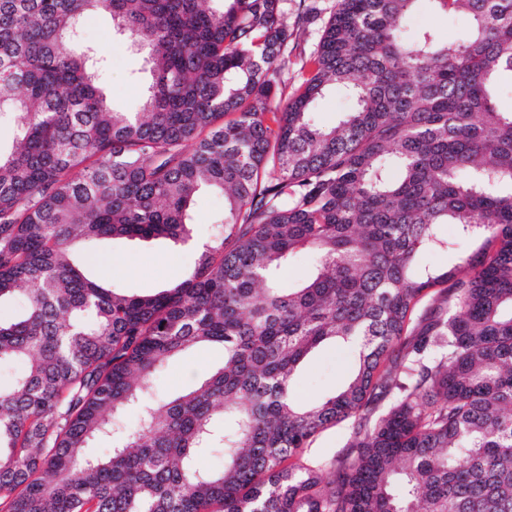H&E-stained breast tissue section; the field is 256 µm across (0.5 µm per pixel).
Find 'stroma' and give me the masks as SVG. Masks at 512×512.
<instances>
[{"mask_svg":"<svg viewBox=\"0 0 512 512\" xmlns=\"http://www.w3.org/2000/svg\"><path fill=\"white\" fill-rule=\"evenodd\" d=\"M84 41L97 48L107 60L103 86L112 107L134 108L144 96L148 80L139 74L140 57L119 45L112 19L105 14H90L82 20ZM224 207L223 197L213 191L201 192L195 199L191 240L176 245L164 239H106L94 245H80L77 255L89 275L113 283L130 295L152 294L174 287L194 268V258L202 245L211 243V217ZM218 352H182L157 381L159 393L172 398L197 385L213 372ZM355 365L353 354L324 348L302 366L294 383V394L304 403L317 401L341 387ZM353 431L346 420L318 434L303 456L314 462H333L346 451Z\"/></svg>","mask_w":512,"mask_h":512,"instance_id":"1","label":"stroma"}]
</instances>
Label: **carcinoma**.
Segmentation results:
<instances>
[{
    "mask_svg": "<svg viewBox=\"0 0 512 512\" xmlns=\"http://www.w3.org/2000/svg\"><path fill=\"white\" fill-rule=\"evenodd\" d=\"M424 1L466 16V34L410 33ZM91 10L144 56L133 112L110 108L103 56L80 41ZM315 12L0 0V110L17 116L0 303L25 300L0 318V365L16 368L0 385V512H512V0H336L282 100L288 43ZM336 91L352 108L317 125ZM206 189L224 211L176 286L127 295L74 262L80 240L186 242ZM437 252L454 263L428 264ZM301 254L313 272L286 288ZM327 345L356 368L305 405L296 375ZM211 346L217 371L157 395L176 356ZM349 418L325 481L302 453ZM214 448L219 468L203 463Z\"/></svg>",
    "mask_w": 512,
    "mask_h": 512,
    "instance_id": "cac0c4a2",
    "label": "carcinoma"
}]
</instances>
